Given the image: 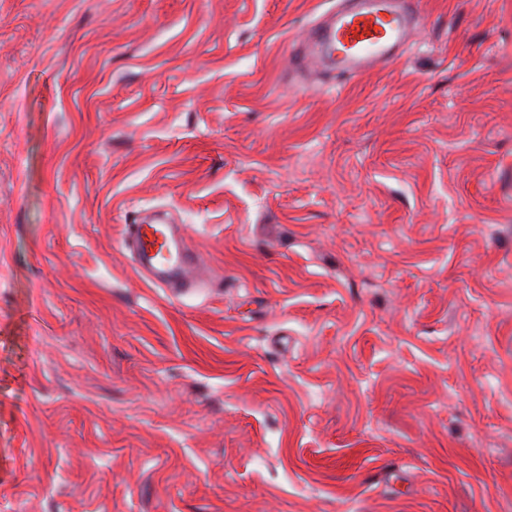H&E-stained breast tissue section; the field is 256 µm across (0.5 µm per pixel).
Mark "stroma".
Instances as JSON below:
<instances>
[{
    "mask_svg": "<svg viewBox=\"0 0 512 512\" xmlns=\"http://www.w3.org/2000/svg\"><path fill=\"white\" fill-rule=\"evenodd\" d=\"M338 2L0 0V512H512V0ZM350 6L309 33L296 51L297 68L325 65L342 76L360 74L390 61L394 50L422 25L416 0H345ZM137 269L148 272L160 288H197L191 276L196 255L174 224H132L122 243Z\"/></svg>",
    "mask_w": 512,
    "mask_h": 512,
    "instance_id": "1",
    "label": "stroma"
}]
</instances>
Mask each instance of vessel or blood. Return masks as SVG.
<instances>
[{"instance_id":"vessel-or-blood-1","label":"vessel or blood","mask_w":512,"mask_h":512,"mask_svg":"<svg viewBox=\"0 0 512 512\" xmlns=\"http://www.w3.org/2000/svg\"><path fill=\"white\" fill-rule=\"evenodd\" d=\"M332 21L317 24L294 63L325 65L348 78L390 61L397 47L422 25L416 0H348ZM137 269L161 288H193L196 255L175 225L135 224L122 243Z\"/></svg>"}]
</instances>
